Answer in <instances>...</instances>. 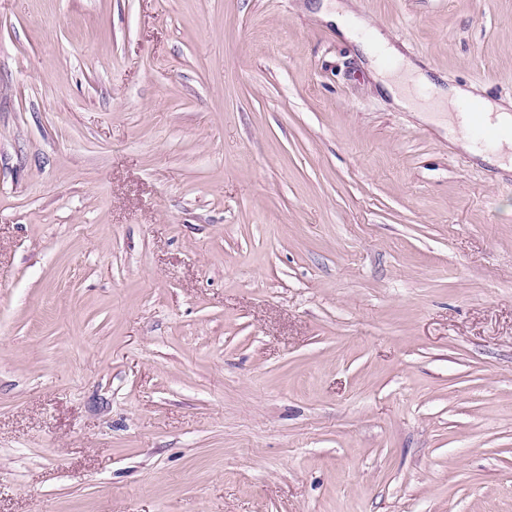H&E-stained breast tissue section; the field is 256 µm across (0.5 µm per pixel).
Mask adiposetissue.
I'll use <instances>...</instances> for the list:
<instances>
[{
	"instance_id": "1",
	"label": "adipose tissue",
	"mask_w": 512,
	"mask_h": 512,
	"mask_svg": "<svg viewBox=\"0 0 512 512\" xmlns=\"http://www.w3.org/2000/svg\"><path fill=\"white\" fill-rule=\"evenodd\" d=\"M393 66L373 62L374 78L392 95L395 103L404 109L427 112L429 123L441 128L450 144L466 152L474 146L463 131L466 117L461 111L462 103L478 99L476 89L451 88L447 94L427 100L424 91L432 83L425 73L402 54H394Z\"/></svg>"
}]
</instances>
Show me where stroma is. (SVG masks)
Segmentation results:
<instances>
[{"mask_svg":"<svg viewBox=\"0 0 512 512\" xmlns=\"http://www.w3.org/2000/svg\"><path fill=\"white\" fill-rule=\"evenodd\" d=\"M317 0H0V512H512V170ZM512 101V0H346ZM327 3H324V9L318 16L325 20L334 21L340 31L352 40H355L361 45V49L371 59L372 52L370 47L357 37V28L363 26L362 21H356L350 11L342 8L341 4L336 2V11H328L325 9Z\"/></svg>","mask_w":512,"mask_h":512,"instance_id":"stroma-1","label":"stroma"}]
</instances>
